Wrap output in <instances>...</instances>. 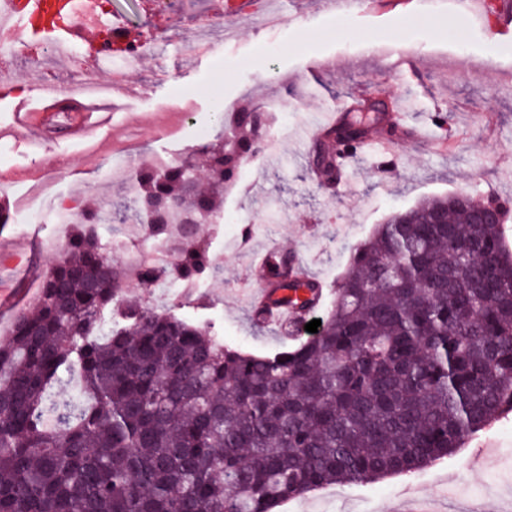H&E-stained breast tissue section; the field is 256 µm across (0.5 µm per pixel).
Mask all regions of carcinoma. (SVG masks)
I'll return each mask as SVG.
<instances>
[{
  "mask_svg": "<svg viewBox=\"0 0 512 512\" xmlns=\"http://www.w3.org/2000/svg\"><path fill=\"white\" fill-rule=\"evenodd\" d=\"M232 123L252 133L242 108ZM367 129L352 117L334 137ZM196 172L140 179L137 206ZM223 187L188 209L216 216ZM447 223L431 224L435 211ZM453 195L395 212L352 251L320 334L257 355L173 311L118 304L126 270L91 224L0 340V512H275L333 484L451 455L512 413V248ZM202 237L148 286L210 269ZM77 393L62 397L70 385Z\"/></svg>",
  "mask_w": 512,
  "mask_h": 512,
  "instance_id": "cac0c4a2",
  "label": "carcinoma"
}]
</instances>
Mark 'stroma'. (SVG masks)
<instances>
[{"mask_svg":"<svg viewBox=\"0 0 512 512\" xmlns=\"http://www.w3.org/2000/svg\"><path fill=\"white\" fill-rule=\"evenodd\" d=\"M213 0H183L176 14L158 11L141 0L139 20L169 39L160 56L129 60L119 49L99 52L97 33L83 35L91 57L123 66L134 94L112 101L111 133L96 141L101 157L91 166L85 145L70 140L66 117L77 101L67 78L79 71L77 59L58 63L40 59L41 82L66 91L58 118L40 152L29 150L15 133V114L30 97L27 67L13 63L0 49V129L10 136L0 144V197L28 196V167L53 170V196L78 199L87 206L114 192L107 171L114 164L112 146L134 130L138 143L130 169L150 166L154 154L182 156L198 141L200 130H214L226 102L273 107L280 127L277 161L258 156L240 164L235 180L241 190L224 200L225 221L204 228L212 265L220 276L203 274L195 293L149 288L126 278L120 299L130 304L171 308L189 321L211 326L224 344L265 354L297 344L294 334L255 324L240 294L256 282V255L293 252L324 282L333 300L337 279L348 266L349 250L365 240L390 211L404 209L433 195L463 190L484 201L512 193V41L490 39L486 28L459 27L453 13L429 11L426 0H370L367 11L348 15L339 26L327 23L314 0H285L292 14L285 33L270 32L271 55L259 54L257 34L243 21L224 37V71L216 73L211 56L186 62L185 48L197 22ZM422 35L424 43L405 54L389 52L392 44ZM339 66H328L330 58ZM185 96L192 124L171 134L175 121L170 102L174 88ZM401 100L407 108L404 130L394 136L389 153L356 152L335 188L314 176L316 141L305 131L321 113L346 101ZM430 135V143L411 140V131ZM67 226L0 223V333L15 314L29 308L39 275L48 259L40 250L49 236H66ZM465 486L473 512H512V415L468 441L455 454L407 474L374 483L329 485L290 499L278 512H410L414 500L429 501L435 512H461L447 492Z\"/></svg>","mask_w":512,"mask_h":512,"instance_id":"35a3bbf8","label":"stroma"}]
</instances>
